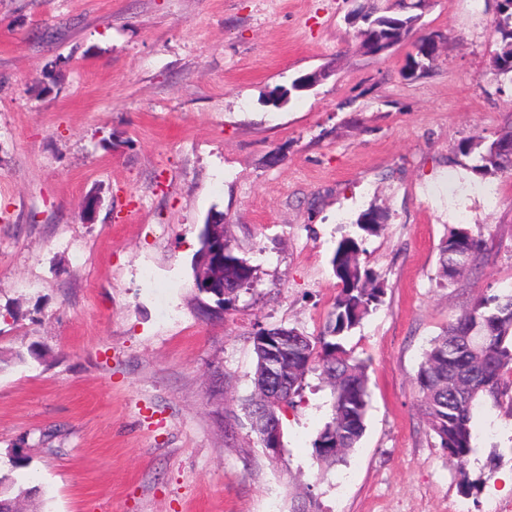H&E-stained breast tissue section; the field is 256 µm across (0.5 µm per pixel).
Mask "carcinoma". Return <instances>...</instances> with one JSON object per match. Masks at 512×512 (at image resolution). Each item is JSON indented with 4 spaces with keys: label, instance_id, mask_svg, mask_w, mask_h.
<instances>
[{
    "label": "carcinoma",
    "instance_id": "carcinoma-1",
    "mask_svg": "<svg viewBox=\"0 0 512 512\" xmlns=\"http://www.w3.org/2000/svg\"><path fill=\"white\" fill-rule=\"evenodd\" d=\"M418 2L399 0V12L392 15H364L367 27L360 31L362 47L374 54V37L381 35L387 45L394 46L412 36L419 15L411 13ZM497 49L491 61L497 78L512 76V0L498 4L495 27ZM414 47L437 58L439 45L432 34L418 36ZM512 143V125L487 146L477 140L461 142L457 151L474 155L472 170H512V151L501 146ZM387 221L384 212L370 208L355 221L366 233H376ZM362 239L345 236L337 244L331 264L340 288L333 309L323 329L309 336L295 328L276 326L268 335L253 337V350L259 363L256 368L284 373V384L277 396V413L296 406L301 396L305 376L313 370L331 386L333 402L330 420L314 442L316 453L334 448L332 454H322L321 461L333 466L344 462L356 448L365 432V419L370 392L364 365L344 347L347 334L356 328L380 302L383 294L378 275L358 260ZM488 251L480 234L465 227H454L440 246L441 276L452 281L459 274L457 257L464 254L469 265L481 263ZM211 263L224 267V282L230 292L251 289L255 281L254 268L234 255L230 246L213 250ZM512 376V292L483 297L454 315L446 330L429 344L419 364L415 384L426 425L439 440L448 458L460 472L473 453L471 423L476 406L485 398L499 403L504 395V376ZM32 496L10 475H0V512H15Z\"/></svg>",
    "mask_w": 512,
    "mask_h": 512
}]
</instances>
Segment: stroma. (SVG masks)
I'll return each mask as SVG.
<instances>
[{"mask_svg": "<svg viewBox=\"0 0 512 512\" xmlns=\"http://www.w3.org/2000/svg\"><path fill=\"white\" fill-rule=\"evenodd\" d=\"M496 4L421 0L440 55L408 77L411 40L373 57L358 36L361 12L396 0H0V472L35 488L27 512L512 499V405H478L462 475L415 385L452 315L512 290V171L473 173L456 151L512 123V82L490 72ZM371 207L389 219L359 259L384 295L344 342L367 366L365 434L345 463L320 464L332 390L312 372L271 462L245 408L252 336L320 332L333 251ZM213 211L256 286L209 320L193 264ZM459 226L492 256L450 283L439 248ZM17 454L27 467L12 469Z\"/></svg>", "mask_w": 512, "mask_h": 512, "instance_id": "stroma-1", "label": "stroma"}]
</instances>
